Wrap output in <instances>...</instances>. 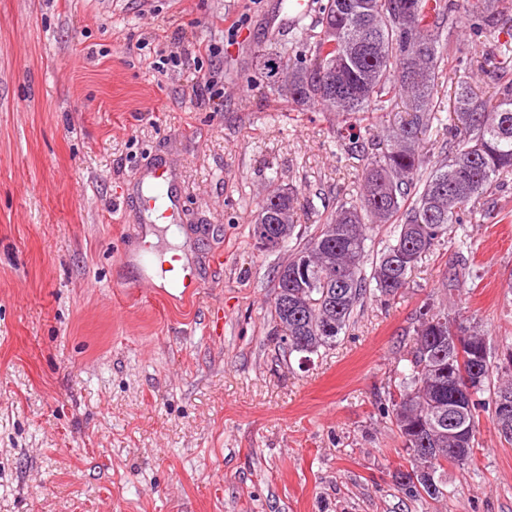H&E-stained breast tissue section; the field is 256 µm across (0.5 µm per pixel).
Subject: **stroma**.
Masks as SVG:
<instances>
[{
  "mask_svg": "<svg viewBox=\"0 0 512 512\" xmlns=\"http://www.w3.org/2000/svg\"><path fill=\"white\" fill-rule=\"evenodd\" d=\"M282 0H0V512H512V444L479 414L476 459L447 495L406 497L384 415L420 307L512 343V176L473 222L475 277L439 247L390 301L366 298L332 348L283 352L269 305L290 249L249 233L270 182L314 234L357 195L335 113L248 83L288 40ZM500 43L485 70L496 92ZM166 163L196 299L139 283L173 247L119 209Z\"/></svg>",
  "mask_w": 512,
  "mask_h": 512,
  "instance_id": "1",
  "label": "stroma"
}]
</instances>
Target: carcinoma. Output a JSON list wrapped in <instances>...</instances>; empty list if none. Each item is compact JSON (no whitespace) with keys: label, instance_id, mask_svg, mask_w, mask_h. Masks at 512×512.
Instances as JSON below:
<instances>
[{"label":"carcinoma","instance_id":"cac0c4a2","mask_svg":"<svg viewBox=\"0 0 512 512\" xmlns=\"http://www.w3.org/2000/svg\"><path fill=\"white\" fill-rule=\"evenodd\" d=\"M460 16L473 49L465 59L448 53ZM493 32L512 39V17L500 11V0H326L315 25L300 26V36L274 52L258 53L263 77L285 76V88L273 90L288 103L317 105L342 118L336 146L363 162L356 197L337 205L319 234L294 246L288 274L277 270L270 314L288 353L311 355L335 345L368 295H400L408 274L451 226L471 223L476 203L493 194L500 177L512 175V57L506 53L497 66L495 96L457 86L448 139L435 164L420 148L439 120V79L449 68L481 64L478 47ZM273 60L285 67L273 69ZM401 97L408 100L406 110L396 112L383 133L369 139L353 132L351 120L395 112ZM296 204L292 190L270 184L252 225L255 237L267 226L266 250L299 238ZM372 224H392L394 231L367 273ZM468 277L460 254L443 287L460 288ZM400 360L397 392L384 409L411 457L397 481L408 497L437 500L445 496V464L474 461L479 411L491 408L498 431L512 443V374L490 387L484 330L429 303L416 315L412 345Z\"/></svg>","mask_w":512,"mask_h":512}]
</instances>
